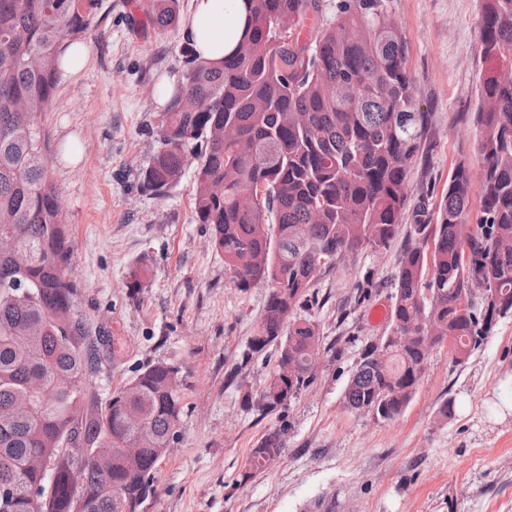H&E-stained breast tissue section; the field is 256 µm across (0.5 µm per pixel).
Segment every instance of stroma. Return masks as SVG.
<instances>
[{"label": "stroma", "instance_id": "stroma-1", "mask_svg": "<svg viewBox=\"0 0 512 512\" xmlns=\"http://www.w3.org/2000/svg\"><path fill=\"white\" fill-rule=\"evenodd\" d=\"M385 2L408 42L430 136L411 164L395 239L341 259L298 308L327 350L313 383L269 414L257 403L276 354L248 351L267 287L233 285L207 226L194 219L193 172L162 198L139 188L138 172L158 147L159 86L181 69L180 32L138 25L147 0H100L98 28L86 39L90 65L60 76L46 120L73 247L68 277L91 335L123 347L121 361L91 378L87 403L105 401L144 365L181 369L182 435L158 465L144 512H314L320 500L334 512H512V415L497 412L512 399V316L464 363L434 349L395 420L344 402L363 346L390 329L369 313L394 306L399 257L418 216L435 220L458 161L476 180L484 166L474 122L490 68L480 54L483 0ZM274 430L283 457L247 476L251 449Z\"/></svg>", "mask_w": 512, "mask_h": 512}]
</instances>
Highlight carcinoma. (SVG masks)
Masks as SVG:
<instances>
[{
	"mask_svg": "<svg viewBox=\"0 0 512 512\" xmlns=\"http://www.w3.org/2000/svg\"><path fill=\"white\" fill-rule=\"evenodd\" d=\"M247 28L220 66L180 45L182 80L160 123V146L139 173L165 197L195 168L193 212L224 255L233 284L270 288L250 351L274 347L276 372L260 401L269 413L315 377L324 337L294 316L336 260L374 252L398 231L408 173L431 129L408 69L409 48L384 0H341L321 18L320 0H246ZM99 0H0V494L11 512H139L165 449L179 441L180 369L158 361L96 408L85 387L113 336L89 335L67 279L72 246L44 114L62 53L83 40ZM161 31L178 27L179 0H150ZM480 81L484 168L476 223L472 181L459 161L437 222L417 225L397 273L390 334L368 343L345 390L349 408L392 421L408 406L431 351L448 344L466 361L498 320L512 315V0H484ZM277 225L276 236L268 233ZM481 280L489 307L474 299ZM33 287L22 303L13 285ZM406 340H401V337ZM139 414L149 439L136 455ZM285 452L265 434L249 473Z\"/></svg>",
	"mask_w": 512,
	"mask_h": 512,
	"instance_id": "cac0c4a2",
	"label": "carcinoma"
}]
</instances>
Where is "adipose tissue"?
<instances>
[{"instance_id": "1", "label": "adipose tissue", "mask_w": 512, "mask_h": 512, "mask_svg": "<svg viewBox=\"0 0 512 512\" xmlns=\"http://www.w3.org/2000/svg\"><path fill=\"white\" fill-rule=\"evenodd\" d=\"M245 16L243 0H189L183 39L200 59L221 64L239 41Z\"/></svg>"}]
</instances>
